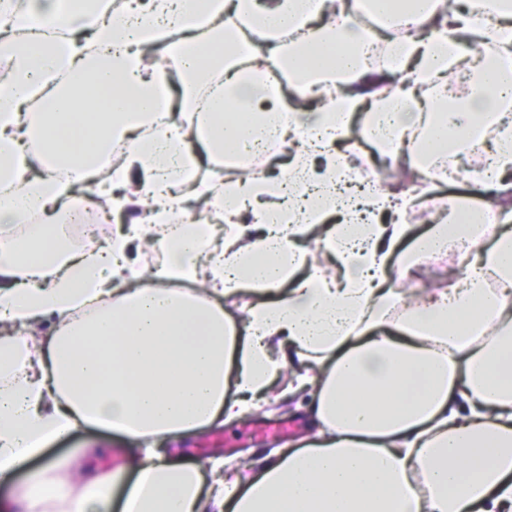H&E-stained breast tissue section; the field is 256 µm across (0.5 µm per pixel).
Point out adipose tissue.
Instances as JSON below:
<instances>
[{
    "instance_id": "ef3b65f1",
    "label": "adipose tissue",
    "mask_w": 512,
    "mask_h": 512,
    "mask_svg": "<svg viewBox=\"0 0 512 512\" xmlns=\"http://www.w3.org/2000/svg\"><path fill=\"white\" fill-rule=\"evenodd\" d=\"M4 14L0 483L27 472L25 512H109L116 497L121 512H512V0H139L120 14L0 0ZM466 59L460 99L448 75ZM358 112L364 141L419 182L357 191L372 169L344 145ZM33 131L44 150L29 156ZM489 137L492 159L469 172L482 209L414 239L381 221L393 201L430 200ZM116 141L125 159L103 169ZM260 143L292 149L279 178L249 173ZM96 197L124 223L96 250L65 247L58 226ZM197 207L216 223L178 222ZM33 213L55 219L13 236ZM319 228L337 276L310 259ZM461 237L464 278L408 295L419 259ZM135 248L164 259L139 269ZM246 293L238 326L224 304ZM295 361L285 394L315 393L305 447L245 487L223 461H179L173 445L259 407ZM84 428L145 451L129 466L109 448L47 456Z\"/></svg>"
}]
</instances>
